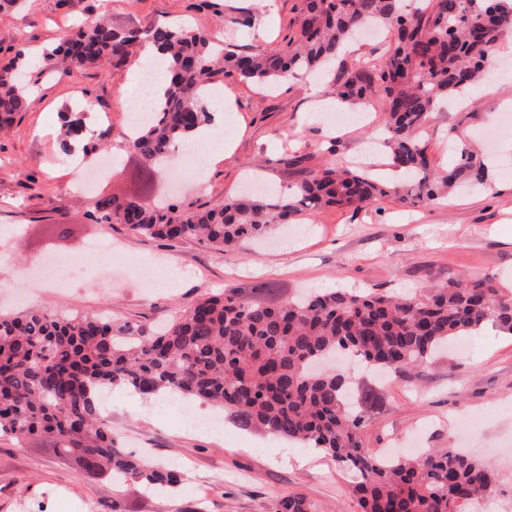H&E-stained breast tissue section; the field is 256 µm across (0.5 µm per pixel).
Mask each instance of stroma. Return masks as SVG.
<instances>
[{
  "label": "stroma",
  "mask_w": 512,
  "mask_h": 512,
  "mask_svg": "<svg viewBox=\"0 0 512 512\" xmlns=\"http://www.w3.org/2000/svg\"><path fill=\"white\" fill-rule=\"evenodd\" d=\"M299 4L114 0L107 11L103 0H84L82 11L72 12L62 0H26L22 10L0 13V65L14 44L42 50L76 22L101 14L117 28L186 24L219 32L243 51L256 44L277 51L288 41ZM129 70L126 64L86 68L63 77L43 70L38 96L0 133V311L78 312L148 328L203 294L224 290L278 305L308 289L397 295L459 276L512 283V152L505 148L512 125L499 122L501 112L512 110V40L497 48L484 93L468 107L451 103L432 113L424 138L436 168L453 162L460 140L471 141L489 166L488 188L454 191L434 205L387 198L357 209L327 208L294 224L273 225L263 238L221 253L193 239L166 244L103 224L89 198L136 195L146 204L206 208L242 193L256 175L281 192L303 178L304 168H320L331 146L338 160L386 177L388 155L376 142L385 112L365 108L362 120L336 129L327 116L344 111V104L312 97L308 76L266 91L221 75L210 89L230 101L217 138L231 141V156H207L197 181L187 174L188 161L175 154L172 168L146 191L136 179L142 159L125 146L127 115L117 109ZM88 104L119 162L86 195L73 187L61 125L64 113ZM294 154L304 156L303 166L286 164ZM105 237L112 242L108 264L87 251L90 242ZM47 259L72 264L73 280L15 297L22 273ZM471 340L467 356L442 351L410 381L356 373L358 389L374 390L380 398L363 430L364 445L375 452L450 444L470 449L493 462L503 488L472 512H512V335L487 324ZM110 395L104 409L119 447L176 466L178 488L155 492L138 483L118 484L59 457L52 439L32 437L19 446L2 436L0 512H275L279 498L289 494L305 498L311 512H358L350 475L317 449H301L304 464H288L269 436L226 421L215 430L187 427L182 401L162 395L135 399L121 386Z\"/></svg>",
  "instance_id": "obj_1"
}]
</instances>
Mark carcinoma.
I'll return each mask as SVG.
<instances>
[{
  "mask_svg": "<svg viewBox=\"0 0 512 512\" xmlns=\"http://www.w3.org/2000/svg\"><path fill=\"white\" fill-rule=\"evenodd\" d=\"M379 25L393 29V41L361 65L340 66L332 91L349 105L382 106L384 146L397 178L348 169L332 149L325 167L306 172L287 193L233 196L196 210L96 197L100 222L163 241L196 238L222 252L327 206L357 208L390 197L435 204L461 185L483 183L484 163L468 143L461 142L454 165L436 170L418 134L443 99L467 94L495 47L512 36V0H422L409 12L401 10V0H300L292 35L278 52L261 46L240 51L206 29L116 30L96 19L44 48L43 57L66 76L73 68L118 67L143 43H153L168 63L166 85L154 91L155 119L127 144L155 163L211 121L203 93L216 75L229 71L243 83L273 86L327 68L357 30ZM30 57L29 46L20 43L0 68V129L25 105L18 73ZM489 322L512 335V289L460 277L406 296L336 288L277 306L224 291L149 332L79 314H0V435L19 442L46 436L59 454L106 470L119 483L171 491L179 485L178 470L118 448L110 421L101 416L102 391L121 385L206 402L243 430L321 451L358 478L353 494L361 512H469L473 501L499 490L487 460L451 446L412 459L371 453L363 428L377 398H353L350 374L315 366L346 353L409 373L453 338ZM277 512L311 510L304 498L286 495Z\"/></svg>",
  "mask_w": 512,
  "mask_h": 512,
  "instance_id": "carcinoma-1",
  "label": "carcinoma"
}]
</instances>
